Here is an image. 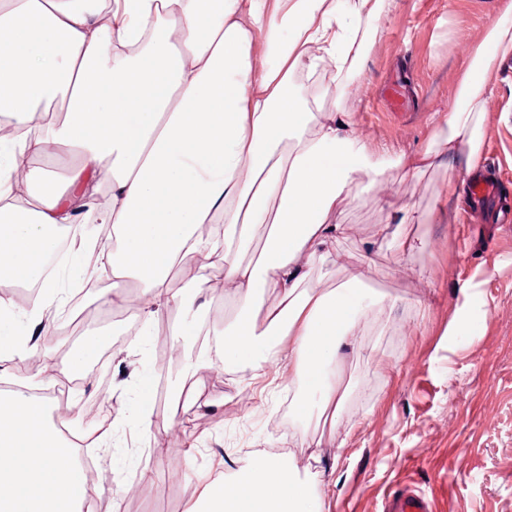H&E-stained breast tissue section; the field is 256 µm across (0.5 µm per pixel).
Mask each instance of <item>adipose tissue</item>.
Returning <instances> with one entry per match:
<instances>
[{
	"instance_id": "1",
	"label": "adipose tissue",
	"mask_w": 512,
	"mask_h": 512,
	"mask_svg": "<svg viewBox=\"0 0 512 512\" xmlns=\"http://www.w3.org/2000/svg\"><path fill=\"white\" fill-rule=\"evenodd\" d=\"M111 25L84 0H0V111L24 127L40 106L59 104L42 133L20 143L73 156L64 174L30 166L25 203H0V314L35 321L64 298L44 265L58 227L82 220L111 225L112 288H138L150 322L172 307L185 326L204 321L202 289L174 291V266L218 258L224 293L240 304L217 334L215 354L259 377L287 362L303 379L297 393L319 410L339 409L336 372L345 347L361 346L358 290L309 287L316 263L344 235L336 211L356 175L379 181L384 157L407 175L438 165L432 150L393 154L369 147L347 123L315 111L296 92V74L333 67L350 73L375 36L372 22L399 0H114ZM512 55V0L474 51L448 112L433 123L449 148L480 160L494 60ZM108 190L111 207L91 215L84 201ZM204 224L219 237L202 238ZM266 228L265 251L243 250ZM40 285L24 309L8 290L17 277ZM280 291L266 310L260 289ZM48 397L28 386L0 390V512H82L95 488L82 466L59 468L66 450L101 448L109 433L63 437ZM320 485L263 451L218 478L197 512H317Z\"/></svg>"
}]
</instances>
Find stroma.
Segmentation results:
<instances>
[{
    "label": "stroma",
    "instance_id": "1",
    "mask_svg": "<svg viewBox=\"0 0 512 512\" xmlns=\"http://www.w3.org/2000/svg\"><path fill=\"white\" fill-rule=\"evenodd\" d=\"M507 0H400L382 15L368 55L336 78L324 112L348 114L357 135L371 147L414 153L435 137L434 113L451 107L460 78ZM495 82L486 101L483 153L497 156L512 174V57L493 64ZM441 167L416 177L388 164L373 186L357 181L336 216L346 232L333 261L316 267L310 284L322 290L351 282L365 260L374 273L363 286L373 312L358 319L361 350L338 363L347 393L335 422L316 408L288 402L295 385L287 364L247 385L222 376L220 361L187 371L170 366L171 388L191 387L181 411L164 413L149 428L134 421L156 374L149 367L152 332L127 338L123 309L101 303L111 287L106 260L92 266L98 287H85V264L66 266L63 286L77 296L62 322V339L86 340L111 350L109 384L87 380L65 387L61 368L41 376L57 408V389L68 388L74 431H99L84 408L99 396L116 401L117 442L90 449L102 477L89 512H193L215 478L210 458L225 471L256 449L282 447L300 479L324 487L322 512H379L382 499L410 486L434 500L435 512H512V224L490 223L486 213L464 214L468 172L463 149L445 153ZM408 215L416 249L395 261L381 248L388 213ZM477 295L464 301L463 288ZM467 307L465 328L448 329ZM184 466L173 479L170 460ZM153 477L138 496L124 492L141 469Z\"/></svg>",
    "mask_w": 512,
    "mask_h": 512
}]
</instances>
